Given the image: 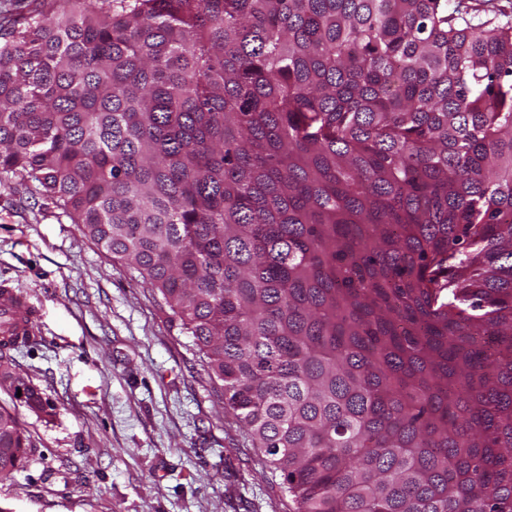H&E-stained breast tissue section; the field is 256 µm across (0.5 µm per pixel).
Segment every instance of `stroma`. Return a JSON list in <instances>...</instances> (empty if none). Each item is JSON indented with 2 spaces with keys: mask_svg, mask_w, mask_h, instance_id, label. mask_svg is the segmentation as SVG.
Instances as JSON below:
<instances>
[{
  "mask_svg": "<svg viewBox=\"0 0 512 512\" xmlns=\"http://www.w3.org/2000/svg\"><path fill=\"white\" fill-rule=\"evenodd\" d=\"M56 213L0 182V283L37 324L10 355L46 400L0 383L29 443L0 512H295L161 295Z\"/></svg>",
  "mask_w": 512,
  "mask_h": 512,
  "instance_id": "1",
  "label": "stroma"
}]
</instances>
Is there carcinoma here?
<instances>
[{
    "label": "carcinoma",
    "instance_id": "cac0c4a2",
    "mask_svg": "<svg viewBox=\"0 0 512 512\" xmlns=\"http://www.w3.org/2000/svg\"><path fill=\"white\" fill-rule=\"evenodd\" d=\"M0 181L162 295L298 512H512V19L16 0ZM0 339V379L15 375ZM27 442L0 406V472Z\"/></svg>",
    "mask_w": 512,
    "mask_h": 512
}]
</instances>
